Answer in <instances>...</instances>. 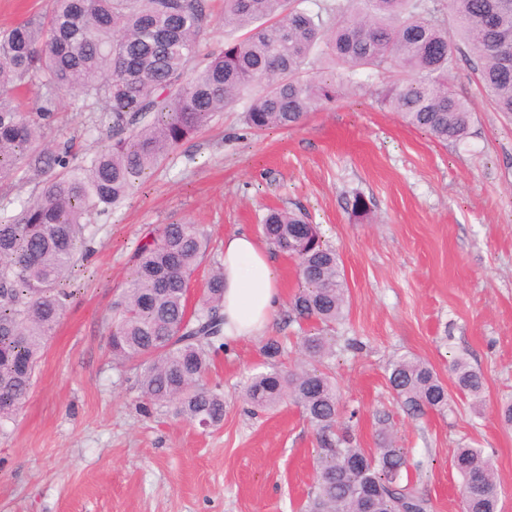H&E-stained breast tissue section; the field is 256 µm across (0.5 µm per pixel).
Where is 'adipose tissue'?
Listing matches in <instances>:
<instances>
[{
    "mask_svg": "<svg viewBox=\"0 0 512 512\" xmlns=\"http://www.w3.org/2000/svg\"><path fill=\"white\" fill-rule=\"evenodd\" d=\"M224 266V336H260L273 321L281 301L277 269L269 252L247 233L226 235Z\"/></svg>",
    "mask_w": 512,
    "mask_h": 512,
    "instance_id": "ef3b65f1",
    "label": "adipose tissue"
}]
</instances>
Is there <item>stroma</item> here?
<instances>
[{"mask_svg":"<svg viewBox=\"0 0 512 512\" xmlns=\"http://www.w3.org/2000/svg\"><path fill=\"white\" fill-rule=\"evenodd\" d=\"M475 53L448 77L471 101L468 137L443 145L406 125L376 95V73L319 106L298 126L250 130L245 102L179 145L111 217L93 219L95 252L75 268L74 299L48 341L31 392L0 432V512H299L314 484L317 435L288 403L254 412L239 397L249 374L299 359L291 310L300 281L280 271L282 305L264 335L213 357L208 381L224 393V422L203 429L145 404L139 373L113 365L112 301L126 286L136 246L165 224L201 225L214 240L259 234L267 208L301 209L335 248L349 307L331 335L337 433L378 446L376 416L389 415L431 512H461L456 449H484L499 476L500 512H512V427L497 415L512 397V115L482 96ZM70 139L77 155L99 146L95 116L61 103L43 141ZM362 195L369 209L352 213ZM410 353L448 387L447 411L409 414L387 380ZM464 357L486 381L473 407L449 364Z\"/></svg>","mask_w":512,"mask_h":512,"instance_id":"35a3bbf8","label":"stroma"}]
</instances>
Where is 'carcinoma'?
Returning a JSON list of instances; mask_svg holds the SVG:
<instances>
[{
  "label": "carcinoma",
  "instance_id": "cac0c4a2",
  "mask_svg": "<svg viewBox=\"0 0 512 512\" xmlns=\"http://www.w3.org/2000/svg\"><path fill=\"white\" fill-rule=\"evenodd\" d=\"M453 21L454 35L448 33ZM213 18L209 0H49L47 10L0 33V181L43 177L35 200L0 206V428L14 420L34 384L38 360L73 298L74 267L94 252L93 215H109L183 141L249 97L245 122L255 131L289 128L342 86L310 73L319 54L353 85L359 69L396 72L381 103L443 143L467 138L474 108L448 88L460 45L476 53L487 99L512 114V0H334L315 13L301 0H224V27L242 35L219 52H201ZM43 90L34 111L22 89ZM76 95L81 112L99 114L106 138L78 160L72 145L41 142L57 98ZM306 214L275 209L262 218L269 247L293 258L301 286L295 317L314 324L301 337V359L288 371L247 378L243 401L256 410L291 402L316 429L320 448L314 491L303 512H429L430 502L396 446L390 418H376L371 452L335 433L336 383L325 328L344 317L348 288L336 250L318 227L293 236ZM213 250L198 224H166L136 249L129 287L112 302V363L137 362L144 400L171 407L202 428L224 421V392L205 376L224 348V267L216 264L194 309L191 278ZM458 390L479 403L483 376L462 358L451 365ZM389 384L413 415L448 409V390L421 359L405 354ZM465 512H498L501 485L480 448H458Z\"/></svg>",
  "mask_w": 512,
  "mask_h": 512
}]
</instances>
